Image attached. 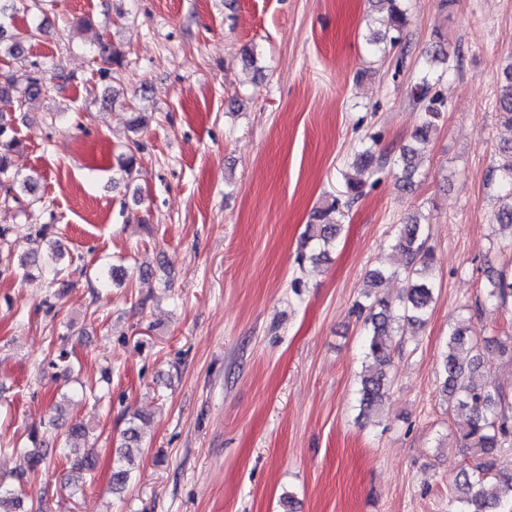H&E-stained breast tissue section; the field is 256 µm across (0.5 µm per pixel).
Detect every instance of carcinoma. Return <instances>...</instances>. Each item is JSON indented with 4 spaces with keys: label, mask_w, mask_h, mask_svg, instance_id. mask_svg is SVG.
<instances>
[{
    "label": "carcinoma",
    "mask_w": 512,
    "mask_h": 512,
    "mask_svg": "<svg viewBox=\"0 0 512 512\" xmlns=\"http://www.w3.org/2000/svg\"><path fill=\"white\" fill-rule=\"evenodd\" d=\"M45 0H0V96L14 97L22 105H28L49 92L43 71L35 64L15 69L11 61L21 58L22 44L8 34L14 27L16 15L41 10ZM388 4V32H374L368 43L380 53L387 47L401 43L408 19L406 11L398 6V0H377ZM410 98L421 112L420 123L412 135V141L404 145L399 155H376L367 148L355 155L353 165L357 173L374 174L378 170L389 169L398 185L410 187L419 174V145L429 142L438 120L446 109V100L436 90L424 74L410 88ZM496 110L499 120L512 126V64L505 67L497 86ZM22 142L8 120L0 113V188L5 191L4 199L19 201L20 197L32 195L36 191V181L27 176L18 178L11 171L10 154ZM491 181L497 185L500 206L493 213V221L512 227V142L498 148V159L491 168ZM339 200L334 198L326 206L315 210L304 232V244L312 253L311 262L319 255L316 248L325 247L336 241L341 230L338 216ZM45 235L37 232L27 237L29 247L21 259L24 268L34 267L48 280L50 286L60 284L62 269L53 264L57 257L55 245L44 242ZM394 248L405 257L404 294L400 298L402 326L415 328L425 324L432 310L435 292L432 254L428 246L425 225L419 217L412 216L401 225ZM385 277V271L373 270L369 273L365 293L368 304L358 305L368 311L364 319V349L366 357L373 359L380 370L371 373L360 381L359 407L365 414H378L382 410L388 385L387 368L391 365L395 351L397 329L392 326V301L374 292ZM487 300L502 305L512 297V278L501 273L487 280ZM493 343L474 334L465 323H457L448 332L446 350L443 354L442 392L456 398V415L465 419L463 435L464 447L473 452L478 462L463 468L455 480L456 493L448 497V512H496L503 497L512 496V477L493 472L491 458L502 448L512 445V419L497 412L501 394L481 378L476 377L481 367V351ZM140 441L136 426L132 425L122 433V450L118 452L117 470L112 474V485L122 489L130 474L133 460L124 449ZM96 460L92 449L75 455L70 467L78 471H91ZM22 491L0 480V512H22Z\"/></svg>",
    "instance_id": "1"
}]
</instances>
